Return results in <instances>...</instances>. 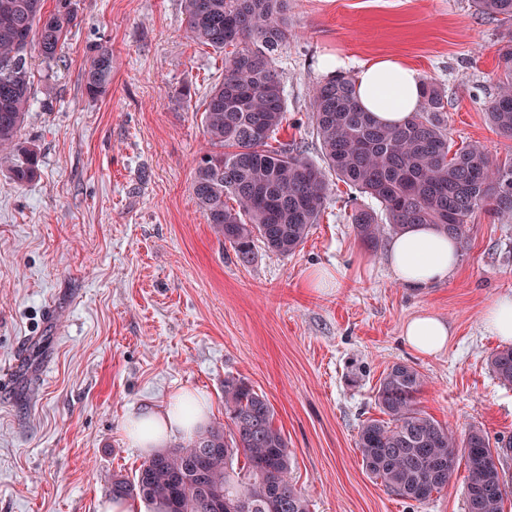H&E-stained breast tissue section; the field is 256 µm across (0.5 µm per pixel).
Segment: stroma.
<instances>
[{
  "label": "stroma",
  "mask_w": 512,
  "mask_h": 512,
  "mask_svg": "<svg viewBox=\"0 0 512 512\" xmlns=\"http://www.w3.org/2000/svg\"><path fill=\"white\" fill-rule=\"evenodd\" d=\"M72 3L79 24L57 57L29 60L34 103L20 136L39 174L18 186L0 165V376L14 382L0 392V512H105L113 475L133 478L148 457L127 438L126 414L190 390L225 421L232 378L273 406L310 512H467L463 472L429 501L405 500L366 473L355 442L397 363L425 376L421 408L456 434L475 424L512 435V385L488 364L504 343L482 321L512 294V218L478 213L456 272L413 290L393 278L386 244L368 248L354 231L353 204L375 200L336 180L295 253L260 244L241 265L191 190L223 55L188 38L182 0ZM288 19L277 138L308 159L322 160L309 91L329 78L330 57L349 78L399 57L444 91L454 144L512 155L486 115L512 29L472 0H291ZM104 41L112 88L93 100L82 75ZM318 268L338 271V287H308ZM423 313L451 331L440 354L402 340Z\"/></svg>",
  "instance_id": "obj_1"
}]
</instances>
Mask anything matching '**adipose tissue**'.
I'll return each mask as SVG.
<instances>
[{
	"label": "adipose tissue",
	"mask_w": 512,
	"mask_h": 512,
	"mask_svg": "<svg viewBox=\"0 0 512 512\" xmlns=\"http://www.w3.org/2000/svg\"><path fill=\"white\" fill-rule=\"evenodd\" d=\"M354 82L360 106L381 123L402 124L421 102L417 72L396 58L381 57L362 63ZM388 263L395 280L408 288H427L447 281L459 257L454 241L430 224H415L396 235L388 247ZM409 347L422 355L442 352L450 330L440 317L425 313L404 327ZM183 394H175L164 409L143 408L130 412L125 432L132 444L148 450L165 447L178 436H191L206 422L207 406L187 409Z\"/></svg>",
	"instance_id": "1"
}]
</instances>
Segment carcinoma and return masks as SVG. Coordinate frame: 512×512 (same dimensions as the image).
<instances>
[{"mask_svg":"<svg viewBox=\"0 0 512 512\" xmlns=\"http://www.w3.org/2000/svg\"><path fill=\"white\" fill-rule=\"evenodd\" d=\"M288 2L184 0L189 38L224 55V76L202 112L206 149L192 193L241 265L253 261L258 241L281 254L304 243L324 212L330 172L379 203V213L358 206L350 215L371 248L408 225L432 224L466 250L473 216L512 215V156L502 160L475 141L453 148L445 94L433 82L422 83L419 111L392 126L361 108L351 78L332 76L310 96L325 166L278 141L287 105L276 59L290 37ZM46 3L0 0V158L10 161L17 185L32 181L39 167L36 148L19 137L33 103L28 58L33 51L56 58L77 20L71 0H55L51 9ZM473 4L481 15L512 21V0ZM498 67L502 77L487 114L496 132L512 140V35L498 49ZM112 69V46L96 45L83 72L89 98L108 94ZM489 366L512 385V347L494 351ZM424 386V375L408 364L392 366L381 379L375 401L383 417L364 421L356 440L367 474L394 495L422 503L447 487L462 464L468 512H503L512 496L502 474L512 437L493 440L477 425L457 436L420 408ZM224 405L227 422L155 451L131 480L112 476V495L139 497L155 512H310L288 479L291 451L266 396L226 379Z\"/></svg>","mask_w":512,"mask_h":512,"instance_id":"1","label":"carcinoma"}]
</instances>
